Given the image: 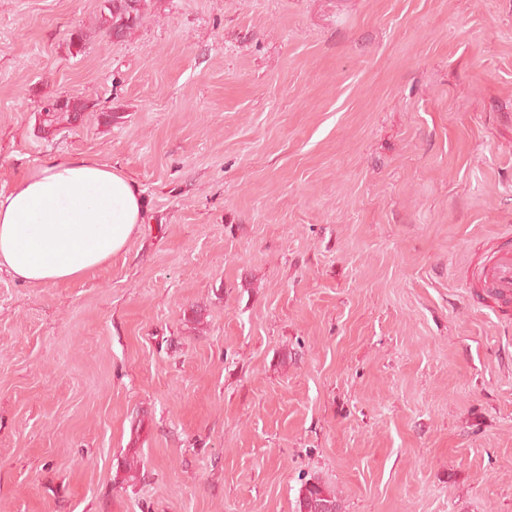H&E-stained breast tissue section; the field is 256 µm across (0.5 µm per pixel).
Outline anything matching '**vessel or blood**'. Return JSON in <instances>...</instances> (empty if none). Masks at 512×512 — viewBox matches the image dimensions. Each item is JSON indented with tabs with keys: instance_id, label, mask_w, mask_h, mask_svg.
<instances>
[{
	"instance_id": "b4317fda",
	"label": "vessel or blood",
	"mask_w": 512,
	"mask_h": 512,
	"mask_svg": "<svg viewBox=\"0 0 512 512\" xmlns=\"http://www.w3.org/2000/svg\"><path fill=\"white\" fill-rule=\"evenodd\" d=\"M470 280L476 283L483 302L497 318L512 312V235L500 234L492 247L468 269Z\"/></svg>"
}]
</instances>
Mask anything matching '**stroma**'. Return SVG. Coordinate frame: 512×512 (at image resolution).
Wrapping results in <instances>:
<instances>
[{"label": "stroma", "instance_id": "stroma-1", "mask_svg": "<svg viewBox=\"0 0 512 512\" xmlns=\"http://www.w3.org/2000/svg\"><path fill=\"white\" fill-rule=\"evenodd\" d=\"M102 5L0 0V184L82 155L146 207L80 280L0 272V512H296L310 475L512 512V325L465 280L512 228V0H148L119 41ZM87 107L86 102L75 97H58L48 100L39 111L43 132L48 134L55 131L63 121L69 123L76 121Z\"/></svg>", "mask_w": 512, "mask_h": 512}]
</instances>
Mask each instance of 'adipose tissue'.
<instances>
[{"instance_id": "obj_1", "label": "adipose tissue", "mask_w": 512, "mask_h": 512, "mask_svg": "<svg viewBox=\"0 0 512 512\" xmlns=\"http://www.w3.org/2000/svg\"><path fill=\"white\" fill-rule=\"evenodd\" d=\"M139 186L94 158H49L0 185V268L19 282L82 278L123 252L144 222Z\"/></svg>"}]
</instances>
